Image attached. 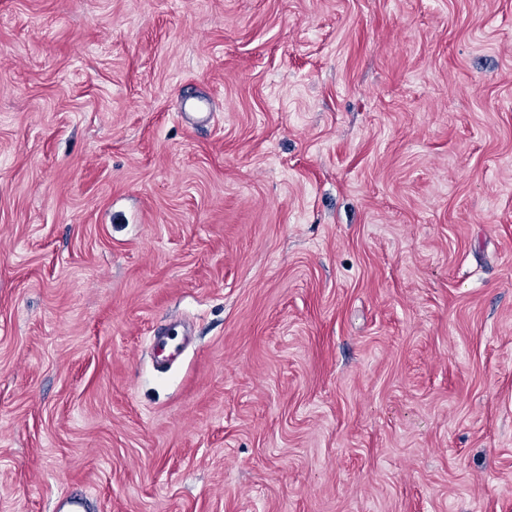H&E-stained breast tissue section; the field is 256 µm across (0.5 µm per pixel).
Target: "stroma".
<instances>
[{
  "label": "stroma",
  "instance_id": "stroma-1",
  "mask_svg": "<svg viewBox=\"0 0 512 512\" xmlns=\"http://www.w3.org/2000/svg\"><path fill=\"white\" fill-rule=\"evenodd\" d=\"M80 490L512 512V0H0V512Z\"/></svg>",
  "mask_w": 512,
  "mask_h": 512
}]
</instances>
